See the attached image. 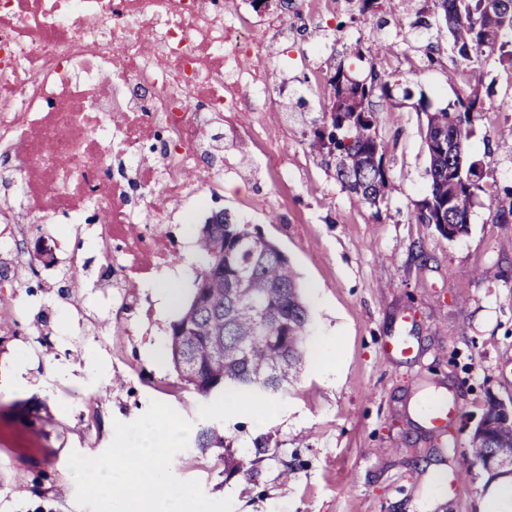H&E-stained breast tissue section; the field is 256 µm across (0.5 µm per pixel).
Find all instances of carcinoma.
<instances>
[{
	"label": "carcinoma",
	"mask_w": 512,
	"mask_h": 512,
	"mask_svg": "<svg viewBox=\"0 0 512 512\" xmlns=\"http://www.w3.org/2000/svg\"><path fill=\"white\" fill-rule=\"evenodd\" d=\"M492 2L434 0L456 53L454 63L475 69L479 57L496 48L512 62V12L504 17L494 12ZM396 49L393 43L377 41L367 53L385 60ZM329 86L328 111L321 113L329 120L313 131L308 148L326 165H335L344 189L375 207L387 188V145L378 134L377 113L387 108L389 73L373 68L368 78L357 80L339 66ZM482 108L479 89L472 87L457 95L456 102L427 113L430 190L424 206L413 211L421 223H431L451 199L462 215H469L482 176L465 191L432 139L443 131L468 140L471 115ZM489 196L496 215H512V187L494 186ZM197 246L204 263L195 294L170 327L167 359L175 372L204 400L231 393L268 401L288 392L308 350L309 315L295 268L272 242L256 235L250 225L228 218L226 210L206 218ZM221 425V420H201L193 446L202 452L224 447ZM470 455L490 478L499 476L495 461L512 458V411L501 403L489 405L473 433ZM224 470L253 476L245 458L231 453L224 457Z\"/></svg>",
	"instance_id": "obj_1"
}]
</instances>
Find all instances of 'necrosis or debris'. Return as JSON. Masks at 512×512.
<instances>
[{
	"mask_svg": "<svg viewBox=\"0 0 512 512\" xmlns=\"http://www.w3.org/2000/svg\"><path fill=\"white\" fill-rule=\"evenodd\" d=\"M358 0H0V193L36 219L91 225L96 288L130 310L131 281L171 267L164 223L198 158L224 162L214 125L280 141L271 65L291 38ZM28 226L0 216V272L31 262Z\"/></svg>",
	"mask_w": 512,
	"mask_h": 512,
	"instance_id": "necrosis-or-debris-1",
	"label": "necrosis or debris"
}]
</instances>
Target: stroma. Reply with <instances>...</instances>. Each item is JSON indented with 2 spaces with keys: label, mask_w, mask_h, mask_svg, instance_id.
<instances>
[{
  "label": "stroma",
  "mask_w": 512,
  "mask_h": 512,
  "mask_svg": "<svg viewBox=\"0 0 512 512\" xmlns=\"http://www.w3.org/2000/svg\"><path fill=\"white\" fill-rule=\"evenodd\" d=\"M433 0H381L372 19L348 21L315 62L324 72L344 65L368 76L371 60L357 50L384 39L401 52L390 57L394 105L379 113L388 146V186L378 207L345 190L334 168L307 148L313 118L329 96L310 98L301 112L282 111L276 164L263 145L241 150L224 143V176L198 187L167 227L176 256L186 249L185 227L199 229L221 209L260 229L299 275L309 310L308 343L295 382L266 405L254 422L249 404L224 415V437L235 455L253 457L265 436L269 455L258 476H225V450L188 448L172 462L173 474L199 481L213 499L231 498L233 512H479L489 476L468 453L472 434L491 401L512 408V223L499 224L487 186L512 185V64L485 55L479 70L449 76L447 32L412 29L415 13ZM438 64L423 65L427 44ZM289 46L271 72L281 102L305 96L302 73L311 62ZM478 83L483 111L473 113L466 142L478 162L477 192L466 234L450 239L418 222L415 202L429 192L423 130L427 111L455 101ZM85 269L75 278L81 308L64 304L52 284L67 268L55 250L42 257L48 286L27 293L19 282L0 287V312L16 319L15 337L0 342V512H80L70 480L71 452L100 455L114 437V421L130 422L150 401L182 417L220 415L187 391L164 358L176 313L164 311L148 280L133 288L131 333H108L109 302L93 288L101 257L95 240L78 243ZM47 319L55 344L44 354L27 337ZM409 339L414 351L391 352L390 337ZM27 362L15 381L17 362ZM446 392L458 412L439 433L429 432L412 408L423 393ZM295 476L282 480L285 464ZM440 475L437 498L427 493L430 472Z\"/></svg>",
  "instance_id": "35a3bbf8"
}]
</instances>
